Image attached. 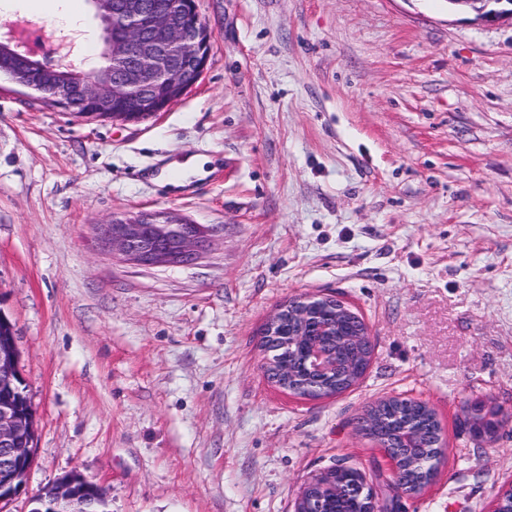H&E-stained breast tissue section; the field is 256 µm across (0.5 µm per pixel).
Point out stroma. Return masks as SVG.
<instances>
[{"label":"stroma","mask_w":512,"mask_h":512,"mask_svg":"<svg viewBox=\"0 0 512 512\" xmlns=\"http://www.w3.org/2000/svg\"><path fill=\"white\" fill-rule=\"evenodd\" d=\"M207 67L129 124L0 80V313L36 413L31 496L81 474L109 512H294L391 396L435 411L446 456L404 512H488L512 485V22L446 0H197ZM208 159L182 186L157 173ZM208 231L190 266L102 246L112 216ZM328 293L364 319L369 366L303 399L264 374L259 331ZM496 406V441L467 409Z\"/></svg>","instance_id":"35a3bbf8"}]
</instances>
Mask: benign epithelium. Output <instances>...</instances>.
<instances>
[{
    "label": "benign epithelium",
    "mask_w": 512,
    "mask_h": 512,
    "mask_svg": "<svg viewBox=\"0 0 512 512\" xmlns=\"http://www.w3.org/2000/svg\"><path fill=\"white\" fill-rule=\"evenodd\" d=\"M473 6L477 18L485 23L512 20V10L486 12L485 0H456ZM97 16L107 23L103 32L106 54L112 57V74L82 72L66 63H47L44 77L53 100L63 103L72 98L78 85L89 108L81 117L91 120L137 122L160 112L180 99L199 79L209 58L212 30L197 10L196 0H183L175 10L152 0H91ZM0 46L10 48V59L29 62L36 54L19 43L16 28L0 29ZM164 82V94L151 90ZM131 102L129 112H116V102ZM104 243L116 248L128 260L140 265H190L198 260L205 242V229L169 210L138 212L114 216L101 231ZM340 303L325 294H306L293 300L305 306L299 315L307 321L319 319L318 301ZM8 332L0 344V509L25 487L33 463L37 433L36 414L30 400L19 402L16 392L23 381L18 368L19 353L13 324L0 314V326ZM310 367L317 373L331 369L327 352L319 346L304 350ZM336 475L331 467L313 476L303 487L294 512H315V503L328 489L323 480ZM48 497L41 493L31 503V512H87L90 490H101L81 474H70L53 483Z\"/></svg>",
    "instance_id": "7a95c632"
}]
</instances>
